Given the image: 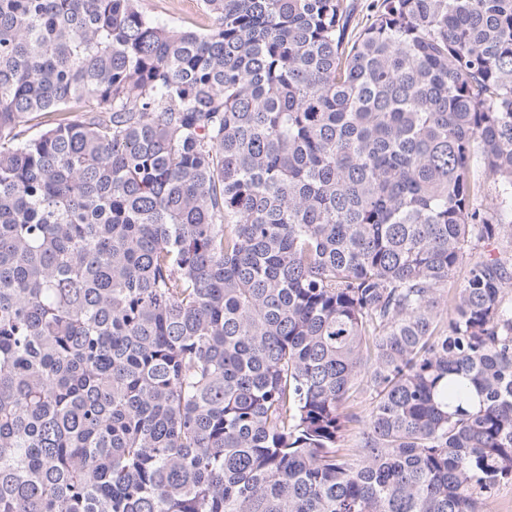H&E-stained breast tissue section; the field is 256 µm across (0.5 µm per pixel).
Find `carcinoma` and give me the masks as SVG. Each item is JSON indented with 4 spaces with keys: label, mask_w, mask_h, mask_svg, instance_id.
Wrapping results in <instances>:
<instances>
[{
    "label": "carcinoma",
    "mask_w": 512,
    "mask_h": 512,
    "mask_svg": "<svg viewBox=\"0 0 512 512\" xmlns=\"http://www.w3.org/2000/svg\"><path fill=\"white\" fill-rule=\"evenodd\" d=\"M203 3L0 0V512H483L512 0ZM140 5L145 14L169 27L205 32L213 25L202 0H140Z\"/></svg>",
    "instance_id": "carcinoma-1"
}]
</instances>
